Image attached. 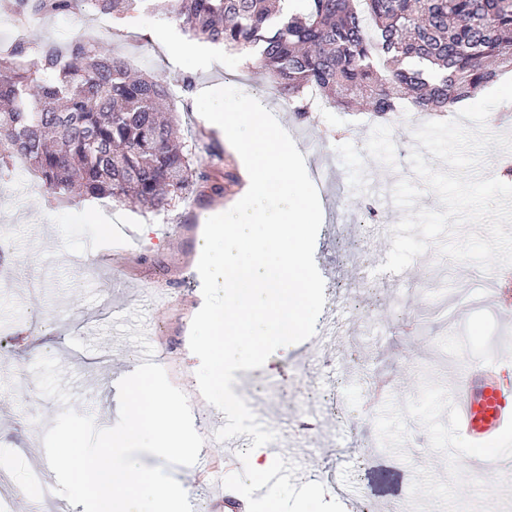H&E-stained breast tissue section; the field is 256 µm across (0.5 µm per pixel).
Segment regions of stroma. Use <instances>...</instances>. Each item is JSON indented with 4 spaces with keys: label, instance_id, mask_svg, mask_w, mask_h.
<instances>
[{
    "label": "stroma",
    "instance_id": "1",
    "mask_svg": "<svg viewBox=\"0 0 512 512\" xmlns=\"http://www.w3.org/2000/svg\"><path fill=\"white\" fill-rule=\"evenodd\" d=\"M182 35L167 11L136 10L99 39L133 69L164 83L192 79V89L170 108L180 139L210 183L192 187L165 212L152 214L106 199L75 195L58 201L21 165L0 181V233L13 244L11 273L0 274V339L8 343L0 351V461L13 470L16 503L54 512L50 502L32 501L29 494L28 474L39 463L43 434L62 410L59 401L38 391L33 343L59 362L64 381L83 380L71 406L95 417L107 410L100 400L102 382L139 364L138 323L150 326L166 371L196 373L199 361L189 334L203 304L197 271L201 219L217 207L234 206L245 186L239 157L199 114L196 98L205 89L230 86L280 112L282 123L300 137L318 141L319 153L306 159L309 172L322 177L323 220L314 256L325 282L326 309L318 322L326 324L335 306L350 323L347 334L336 336L335 347L302 342L271 357L270 379L278 392L302 385L324 395L320 430L299 442L309 469L288 476L289 496L314 479L323 488L334 482L361 489L372 512H390L397 494L407 496L408 512H479L490 497L512 512V488L485 487L478 471L465 467L472 453L467 442L457 441V454L445 450L449 376L468 360L491 356L505 334L489 291L462 287L463 277L480 276V269L431 250L416 257L402 277L383 273L376 293L356 286L358 271L371 276L375 270L359 268L355 251L365 247L376 255L391 248L373 230L396 224L402 212L386 208L376 193L411 177L412 130L422 116L407 111L398 121L387 115L368 122L363 113L333 109L298 122L244 54L219 46L209 60L194 65L178 54H163L160 40ZM214 182L223 185L222 194L211 191ZM95 207L112 224L111 250L86 248L103 235L101 224L88 217ZM146 224L153 229L149 247L140 234ZM406 312L415 319L411 342L397 331ZM312 355L324 378L308 376L305 359ZM200 453L214 470L192 474L194 512H242L258 502L253 482L225 462L213 436L206 435ZM380 467L395 469L398 479L391 487L377 476Z\"/></svg>",
    "mask_w": 512,
    "mask_h": 512
}]
</instances>
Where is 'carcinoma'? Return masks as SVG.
<instances>
[{
	"label": "carcinoma",
	"mask_w": 512,
	"mask_h": 512,
	"mask_svg": "<svg viewBox=\"0 0 512 512\" xmlns=\"http://www.w3.org/2000/svg\"><path fill=\"white\" fill-rule=\"evenodd\" d=\"M164 2L190 37L257 53L255 62L302 121L311 96L330 108L365 102L454 110L512 70V0H13L16 14L77 7L118 18ZM168 85L79 34L0 50V176L15 157L57 195L131 199L160 212L210 175L193 167L163 115Z\"/></svg>",
	"instance_id": "carcinoma-1"
}]
</instances>
